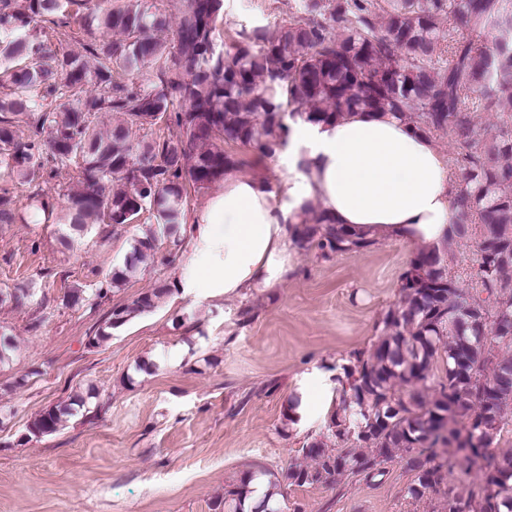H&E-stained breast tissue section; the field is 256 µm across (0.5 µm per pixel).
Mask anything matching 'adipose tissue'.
<instances>
[{"label": "adipose tissue", "mask_w": 512, "mask_h": 512, "mask_svg": "<svg viewBox=\"0 0 512 512\" xmlns=\"http://www.w3.org/2000/svg\"><path fill=\"white\" fill-rule=\"evenodd\" d=\"M288 142L287 202H277L267 181L230 170L193 214V275L184 287L232 298L275 286L288 272L290 226L312 202L332 223L397 240L411 254L445 251L460 176L433 139L394 118L356 112L294 124Z\"/></svg>", "instance_id": "1"}]
</instances>
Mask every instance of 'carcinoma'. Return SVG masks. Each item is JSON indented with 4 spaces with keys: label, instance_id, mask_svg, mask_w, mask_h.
Segmentation results:
<instances>
[{
    "label": "carcinoma",
    "instance_id": "1",
    "mask_svg": "<svg viewBox=\"0 0 512 512\" xmlns=\"http://www.w3.org/2000/svg\"><path fill=\"white\" fill-rule=\"evenodd\" d=\"M224 0H0V167L31 187L19 208L0 187V224L59 226L67 247L90 224L145 225L107 286L137 278L159 236L182 244L188 190L201 191L272 159L288 142L287 119L311 124L352 112L394 115L429 137L448 134L461 181L452 201L448 255L425 251L401 278L398 304L378 322L372 347L336 376L325 433L301 448L305 462L281 477L253 468L224 490L219 512H281L283 486L334 489L345 475L370 481L399 461L414 502L448 487V512H512V448L495 447L512 423V0H299L271 33L242 28L218 48ZM174 29L169 43L157 33ZM82 51L67 49L75 30ZM155 78L115 77L141 65ZM123 116L102 130L100 119ZM488 123L478 122V115ZM25 120L29 134L18 137ZM163 122L174 136H139ZM253 151V160L239 149ZM58 209L43 186L59 166ZM473 244L470 273L457 255ZM299 249L328 259L375 240L330 222L307 204L291 225ZM167 286L112 308L89 337L96 346L159 308ZM30 288L0 293L23 306ZM75 394L27 425V439L90 419L104 406ZM350 444L329 448L326 440ZM456 449L450 461L444 449ZM482 478L461 490L451 469ZM268 491L253 497L252 482Z\"/></svg>",
    "mask_w": 512,
    "mask_h": 512
}]
</instances>
